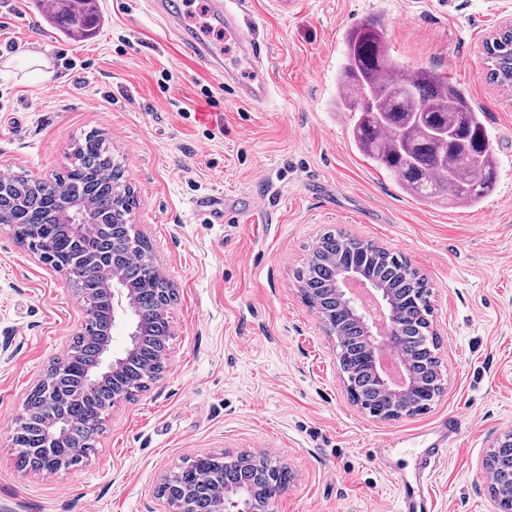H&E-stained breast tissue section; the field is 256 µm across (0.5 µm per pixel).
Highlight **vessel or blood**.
Segmentation results:
<instances>
[{
    "label": "vessel or blood",
    "instance_id": "1",
    "mask_svg": "<svg viewBox=\"0 0 512 512\" xmlns=\"http://www.w3.org/2000/svg\"><path fill=\"white\" fill-rule=\"evenodd\" d=\"M242 0H207L206 17L209 28L223 31L225 39L231 40L243 69L228 67L223 63L220 53L216 52L203 30L186 23L182 10V0H146L149 10L162 20L169 35L188 46L195 56L209 65L224 80L236 97L249 105L259 106L265 103L271 92V85L265 71L257 60L261 54L258 42L242 37L244 11ZM462 431L458 416L438 424L432 433L428 446L419 453L418 470L422 473L433 472L436 465L448 454L452 437Z\"/></svg>",
    "mask_w": 512,
    "mask_h": 512
}]
</instances>
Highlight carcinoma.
Listing matches in <instances>:
<instances>
[{
    "instance_id": "obj_1",
    "label": "carcinoma",
    "mask_w": 512,
    "mask_h": 512,
    "mask_svg": "<svg viewBox=\"0 0 512 512\" xmlns=\"http://www.w3.org/2000/svg\"><path fill=\"white\" fill-rule=\"evenodd\" d=\"M76 8L71 0H55L47 17L68 36H89L100 17L82 0ZM339 88L333 106L349 113L351 142L355 148L396 179L404 193L419 203L473 207L493 189L498 173L491 137L484 124V113L456 86L448 74L421 69L403 74L390 60L385 25L369 18L352 27L346 35V50L337 73ZM74 161L54 182L44 185L14 174L0 191V220L12 225L17 240L39 252L57 269H63L72 256H94L115 265L140 288L137 307L141 317L152 322L155 311L167 306L171 296L164 294L167 282H158L157 269L147 243L123 221L131 213L130 193L118 197L121 169L114 163L105 141L94 135L84 139L73 152ZM76 197L93 208L97 227L78 237L58 227L62 200ZM345 265L356 266L384 288L394 291L401 304L403 352L416 375L427 371L420 351L422 342L437 349L430 333L431 285L402 256L373 243L338 234L319 238L305 268L298 273L304 299L319 306L328 318H336V328L352 339L360 336L355 320L344 319L343 305L332 291L338 272ZM165 332L158 325L143 339L124 370L104 385L89 389L83 373L71 370L53 379V390L61 414L69 422L66 445L74 451L65 467L78 465L94 448L102 426L89 428L91 418L112 412L114 403L135 396L160 377ZM350 369V381L365 400L376 397L374 384L354 359L342 361ZM42 389L28 397L18 418L23 432L17 441V467H34L36 449L45 428L38 418ZM195 462L174 472L165 487L182 486L195 480ZM496 469L502 482L512 479V453L503 449ZM278 466L262 470L243 468L237 459L220 457L214 474L247 488L271 489L272 474ZM287 479L276 486L283 487ZM197 512H209V486L197 484L193 498Z\"/></svg>"
}]
</instances>
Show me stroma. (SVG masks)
Returning a JSON list of instances; mask_svg holds the SVG:
<instances>
[{"label": "stroma", "mask_w": 512, "mask_h": 512, "mask_svg": "<svg viewBox=\"0 0 512 512\" xmlns=\"http://www.w3.org/2000/svg\"><path fill=\"white\" fill-rule=\"evenodd\" d=\"M277 2L247 0L243 28L272 83L252 107L166 38L144 0H95L100 25L81 39L37 0H0V172L52 179L99 134L177 292L163 375L116 404L88 460L18 470L22 405L84 315L65 276L0 224V512H162L167 475L225 451L291 470L276 512H399L432 424L453 414L464 427L429 480L431 512H499L482 461L512 431V92L489 81L482 43L512 0ZM369 17L387 22L401 68L448 73L483 110L498 176L480 205L418 203L351 145L336 73L347 30ZM200 197L223 223L193 210ZM328 231L430 279L443 391L424 413L384 420L351 401L336 339L295 279ZM397 433L405 447H381Z\"/></svg>", "instance_id": "1"}]
</instances>
